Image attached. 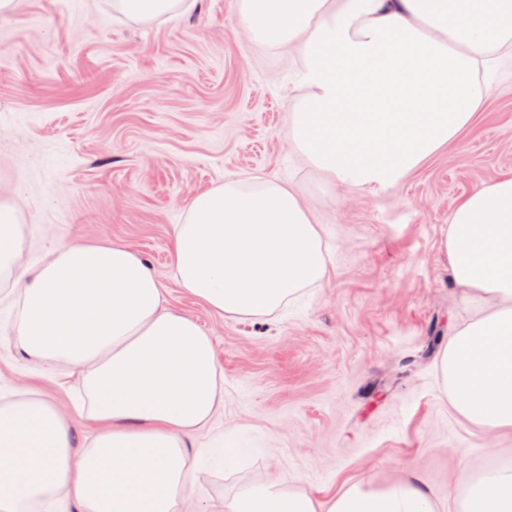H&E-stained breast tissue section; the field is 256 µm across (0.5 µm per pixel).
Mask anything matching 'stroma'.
<instances>
[{
	"instance_id": "stroma-1",
	"label": "stroma",
	"mask_w": 512,
	"mask_h": 512,
	"mask_svg": "<svg viewBox=\"0 0 512 512\" xmlns=\"http://www.w3.org/2000/svg\"><path fill=\"white\" fill-rule=\"evenodd\" d=\"M303 61L251 36L241 0H175L139 17L118 0H16L0 15V201L15 212L22 268L66 243L129 247L168 306L211 336L224 406L188 442L198 467L183 512H225L267 483L323 499L365 480L419 475L454 505L484 451L512 454L462 419L434 361L475 310L449 273L448 216L481 183L512 173V62L484 112L399 184L329 178L290 140ZM263 176L292 186L322 224L328 275L268 316L219 315L173 277V230L197 194ZM0 284V396L38 388L72 418L66 366L26 356ZM250 440L229 468L217 448Z\"/></svg>"
}]
</instances>
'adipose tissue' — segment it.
I'll use <instances>...</instances> for the list:
<instances>
[{
    "instance_id": "adipose-tissue-1",
    "label": "adipose tissue",
    "mask_w": 512,
    "mask_h": 512,
    "mask_svg": "<svg viewBox=\"0 0 512 512\" xmlns=\"http://www.w3.org/2000/svg\"><path fill=\"white\" fill-rule=\"evenodd\" d=\"M252 35L298 54L306 93L291 139L330 178L387 187L481 112L490 75L512 58V0H244ZM450 276L479 315L455 327L436 362L456 412L512 431V174L476 187L448 218ZM12 208L0 202V279L20 283L23 352L64 362L94 429L73 446L71 421L38 390L0 403V512L63 497L80 512H177L195 467L185 440L224 403L214 344L167 308L128 247L64 244L32 276L19 271ZM328 274L322 226L275 180H230L197 195L174 227L176 283L220 314L264 316ZM229 512H438L415 473L383 490L355 484L319 501L276 484ZM461 512H512V455L490 449Z\"/></svg>"
}]
</instances>
